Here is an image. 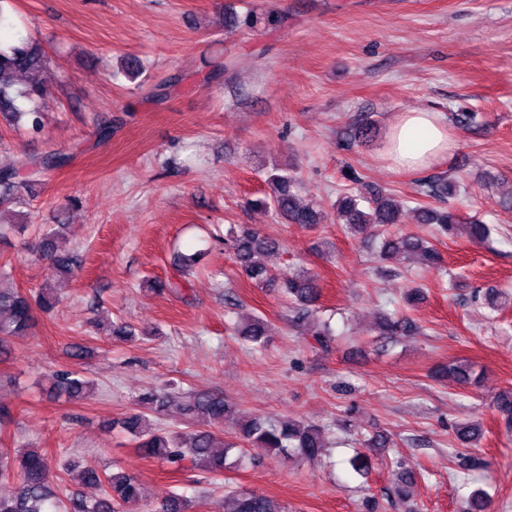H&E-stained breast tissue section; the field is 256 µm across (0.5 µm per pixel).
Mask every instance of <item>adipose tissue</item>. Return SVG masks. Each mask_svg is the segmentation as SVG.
I'll use <instances>...</instances> for the list:
<instances>
[{
    "label": "adipose tissue",
    "instance_id": "obj_1",
    "mask_svg": "<svg viewBox=\"0 0 512 512\" xmlns=\"http://www.w3.org/2000/svg\"><path fill=\"white\" fill-rule=\"evenodd\" d=\"M455 146L440 113H402L391 127L386 144L389 160L399 168L431 166Z\"/></svg>",
    "mask_w": 512,
    "mask_h": 512
}]
</instances>
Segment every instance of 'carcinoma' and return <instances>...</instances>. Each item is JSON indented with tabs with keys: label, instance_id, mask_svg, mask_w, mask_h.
Returning a JSON list of instances; mask_svg holds the SVG:
<instances>
[{
	"label": "carcinoma",
	"instance_id": "obj_1",
	"mask_svg": "<svg viewBox=\"0 0 512 512\" xmlns=\"http://www.w3.org/2000/svg\"><path fill=\"white\" fill-rule=\"evenodd\" d=\"M48 57L42 47L26 38H17L9 45L0 44V114L12 120L26 118L34 131L42 128L41 113L37 107L22 109L19 101L34 103L46 94L44 73ZM23 77L22 86L15 85V77ZM67 157L61 153H50L40 157L25 159L17 164L0 168V239L13 231L21 233L27 225L14 224L5 220L12 212L10 206L17 202L21 185L40 180L48 171L65 164ZM265 182L270 193L257 200V204L272 208L293 224L309 225L321 221V212L316 207L298 203L296 188L298 180L294 171L273 164L267 168ZM457 191L456 182L443 175L433 176L421 184L420 195L443 201ZM405 210V200L392 194L378 193L361 206V196L345 192L336 199V223L345 225L350 231L373 237L377 228L401 223ZM419 220L423 224L436 226L441 236L466 235L471 241L484 243L489 237L490 227L477 219L466 221L450 207L421 206ZM61 225L54 224L40 230L32 250L50 260L53 277L47 280L38 291L26 294L18 288L3 287L9 273L0 267V313L8 318L0 320V353L7 350L10 340L25 335L34 322L33 310L52 311L60 303V292L56 287L58 278L72 274L77 258L71 253L57 250L55 237ZM225 240L233 249L237 265L255 286L264 288L276 282L275 272L257 260L264 253L275 252L280 244L273 238L262 236L258 231L229 227ZM397 256L416 257L430 268L440 265L442 257L435 245L419 236L406 233L388 234L381 238L378 258L387 261ZM284 295L309 311V307L320 297L318 276L307 269L299 270L285 284ZM417 327L402 315L385 316L380 324L383 336H409ZM236 335L244 342L262 345L267 336V324L257 316L249 318L244 325L235 327ZM450 375L462 386L479 383L481 375L467 362L448 367ZM92 384L76 372L63 371L53 377L51 391L71 399L81 398L90 392ZM168 397L152 391L144 393L135 401L137 409L126 414L120 427L127 432L135 446L142 453L158 459L177 470L190 465L206 473H222L234 465L228 453L240 445H247L266 455L295 452L303 457L316 456L326 448L323 428L288 419L251 417L239 424L235 441L227 442L221 450L215 449V437L208 426L221 423L230 413L231 405L224 397L198 393L185 401L182 411L200 428L185 433H166L153 427V423L139 408L154 405L162 408ZM493 407L504 421L505 427H512V391L499 393ZM482 436V428L477 425H464L456 428V438L461 443L472 446ZM19 471L21 482L11 497H0V512H127V509L146 501L142 483L132 475L122 471L99 473L93 469L83 472L87 483L100 489V495L86 498L73 495L66 502H60L50 485L51 461L41 448H23L14 453L0 449V476ZM394 471L398 485L394 494L401 499L406 496L401 482H412L414 477L406 471L404 464L394 461ZM225 499L232 504L229 512H288L276 498L264 494L241 490H230ZM191 501L179 493H172L162 503L159 512H189Z\"/></svg>",
	"mask_w": 512,
	"mask_h": 512
}]
</instances>
